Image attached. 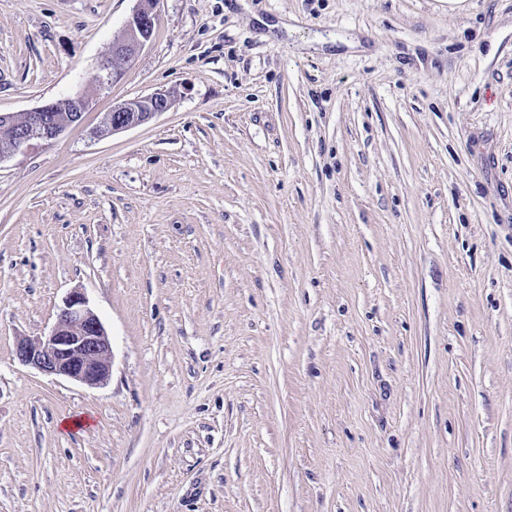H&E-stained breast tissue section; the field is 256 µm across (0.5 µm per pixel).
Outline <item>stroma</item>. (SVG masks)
<instances>
[{"label": "stroma", "instance_id": "stroma-1", "mask_svg": "<svg viewBox=\"0 0 512 512\" xmlns=\"http://www.w3.org/2000/svg\"><path fill=\"white\" fill-rule=\"evenodd\" d=\"M133 7L0 0V113ZM95 92L0 163V512H512V0H159ZM73 291L98 386L15 356ZM172 106V96L154 93L150 96L127 100L113 105L105 112L95 135H114L148 122L156 115L167 112Z\"/></svg>", "mask_w": 512, "mask_h": 512}]
</instances>
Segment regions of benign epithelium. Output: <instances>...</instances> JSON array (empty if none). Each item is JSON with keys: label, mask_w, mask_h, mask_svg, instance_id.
<instances>
[{"label": "benign epithelium", "mask_w": 512, "mask_h": 512, "mask_svg": "<svg viewBox=\"0 0 512 512\" xmlns=\"http://www.w3.org/2000/svg\"><path fill=\"white\" fill-rule=\"evenodd\" d=\"M158 0H136L121 39L112 44L110 55L98 65L96 90L109 88L131 68L151 41ZM93 96L79 93L45 103L23 114H0V163L36 141L49 142L80 124L92 107ZM172 96L154 93L112 106L104 113L95 135H114L148 122L167 112ZM18 361L42 373L65 377L88 386L110 376L111 344L105 327L88 307L83 293H70L49 335L21 339L15 347Z\"/></svg>", "instance_id": "benign-epithelium-1"}]
</instances>
